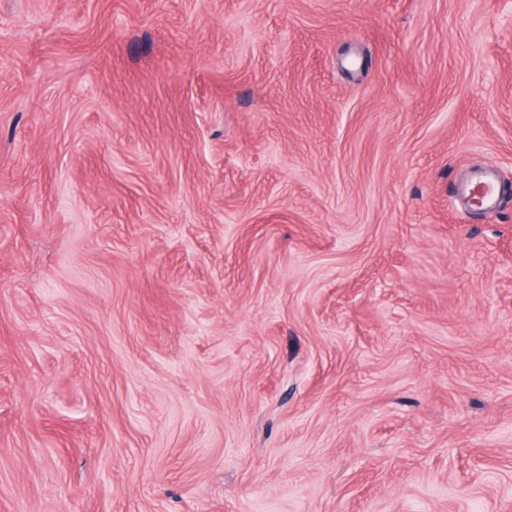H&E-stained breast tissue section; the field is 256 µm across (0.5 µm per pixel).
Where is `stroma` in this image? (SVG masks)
<instances>
[{"instance_id":"obj_1","label":"stroma","mask_w":512,"mask_h":512,"mask_svg":"<svg viewBox=\"0 0 512 512\" xmlns=\"http://www.w3.org/2000/svg\"><path fill=\"white\" fill-rule=\"evenodd\" d=\"M0 512H512V0H0Z\"/></svg>"}]
</instances>
